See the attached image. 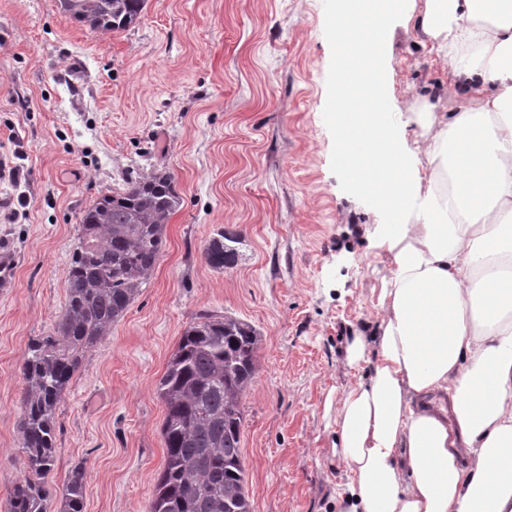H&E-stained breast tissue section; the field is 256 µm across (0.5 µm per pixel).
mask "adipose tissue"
Instances as JSON below:
<instances>
[{"label":"adipose tissue","instance_id":"obj_1","mask_svg":"<svg viewBox=\"0 0 512 512\" xmlns=\"http://www.w3.org/2000/svg\"><path fill=\"white\" fill-rule=\"evenodd\" d=\"M366 9L358 109L337 108L335 120L364 144L345 163L375 178L390 276L379 322L345 349L349 367H374L336 406L347 470L336 512H512V0H367ZM397 11L416 14L451 88L468 93L456 111L419 113L423 169L384 112L385 26ZM407 208L416 223H404Z\"/></svg>","mask_w":512,"mask_h":512}]
</instances>
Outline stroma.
<instances>
[{
  "label": "stroma",
  "mask_w": 512,
  "mask_h": 512,
  "mask_svg": "<svg viewBox=\"0 0 512 512\" xmlns=\"http://www.w3.org/2000/svg\"><path fill=\"white\" fill-rule=\"evenodd\" d=\"M335 0H147L139 24L91 30L58 0H0V159L21 166L25 206L0 208V512L22 459L29 344L53 335L80 217L144 160L183 203L145 288L85 356L56 412L61 488L87 473L84 512H149L165 460L157 384L189 323L229 315L260 336L241 398L251 512H336V402L372 370L347 339L380 316L386 217L337 162L330 117ZM390 111L400 123L466 101L429 42L390 15ZM236 266L210 267L217 229ZM239 235L224 228L218 229L215 236L203 248L204 258L214 269L223 270L238 261Z\"/></svg>",
  "instance_id": "35a3bbf8"
}]
</instances>
